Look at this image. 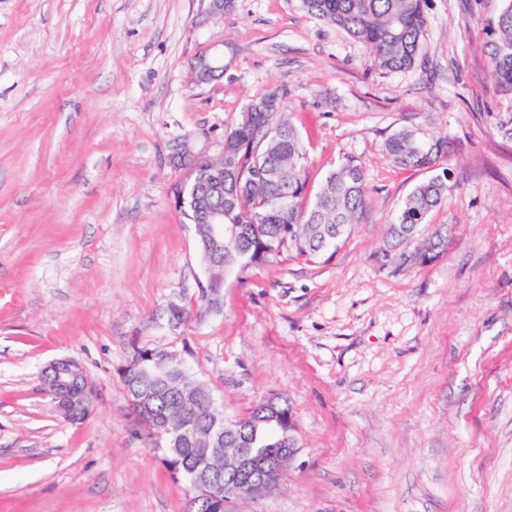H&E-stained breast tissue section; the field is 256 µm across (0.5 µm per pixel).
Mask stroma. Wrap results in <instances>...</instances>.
Instances as JSON below:
<instances>
[{
    "instance_id": "35a3bbf8",
    "label": "stroma",
    "mask_w": 512,
    "mask_h": 512,
    "mask_svg": "<svg viewBox=\"0 0 512 512\" xmlns=\"http://www.w3.org/2000/svg\"><path fill=\"white\" fill-rule=\"evenodd\" d=\"M512 0H427L415 66L389 72L303 0H0V512H185L189 485L138 437L118 370L175 351L225 418L287 401L299 451L234 512H512V91L490 76ZM223 77L196 83L198 55ZM279 91L308 192L359 161L370 211L334 253L206 271L177 212L172 146L220 157L247 104ZM403 127L448 139L453 225L425 267L377 259L428 170L383 149ZM190 317L169 321V307ZM71 357L93 414L58 416L40 376ZM194 79L199 84H205L224 75V55L201 54L192 64Z\"/></svg>"
}]
</instances>
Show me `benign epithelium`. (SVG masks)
I'll return each mask as SVG.
<instances>
[{
	"label": "benign epithelium",
	"instance_id": "7a95c632",
	"mask_svg": "<svg viewBox=\"0 0 512 512\" xmlns=\"http://www.w3.org/2000/svg\"><path fill=\"white\" fill-rule=\"evenodd\" d=\"M194 79L208 83L224 75V57L201 54L192 64ZM170 164L178 169L206 176L193 182L186 181L173 197L178 212L190 209L201 195L224 196V171L216 170L213 160L206 158L185 143L178 144L169 155ZM197 243L206 262L224 259V240L238 238V226L224 223V205L206 210L202 223L195 225ZM120 377L128 392L130 416L136 431L149 441L165 442L170 452L178 444L189 441L196 454L207 463V468L190 477L191 493L186 512H194L202 501L219 503L225 496L257 497L277 488L288 474V467L298 453L297 439L288 441V447L279 454L267 456L258 448H238L233 459L232 473L245 479L235 483L224 482V467L211 462L224 461V416L215 406L210 392H200L185 386L181 398L190 414H202L205 422L192 419L179 428L170 426L167 417L156 412L157 404L170 396L168 384L173 378L189 377L185 360L175 364L170 354L158 351H134L131 359L120 369ZM52 397L57 413L69 423H79L92 413L93 388L82 366L72 358H60L49 363L41 373Z\"/></svg>",
	"mask_w": 512,
	"mask_h": 512
}]
</instances>
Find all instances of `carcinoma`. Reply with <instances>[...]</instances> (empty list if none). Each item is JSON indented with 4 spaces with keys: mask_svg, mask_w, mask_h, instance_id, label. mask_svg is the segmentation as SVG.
<instances>
[{
    "mask_svg": "<svg viewBox=\"0 0 512 512\" xmlns=\"http://www.w3.org/2000/svg\"><path fill=\"white\" fill-rule=\"evenodd\" d=\"M303 2L311 13L369 47L375 67L397 72L414 66L426 24L425 0ZM494 29L497 40L490 54V74L501 88L511 90L512 2L499 14ZM245 111L249 116L240 117L224 133V181L230 184L232 177L242 176V185L247 187L245 193L236 197L224 192V211L242 226L241 236L230 249L243 254L238 263L220 270L224 279L236 271L268 262L285 248L304 259L318 257L322 239L317 229L342 226L344 232L336 238L339 243L365 218L369 209L365 172L360 163L349 158L327 173L320 188L322 194L307 201L304 143L287 114L278 103L260 111L249 105ZM271 126L278 128V137L267 152L251 151L256 133ZM384 147L395 164L410 169L432 168L448 153V143L439 139L428 148L411 149L403 130L390 134ZM262 165L276 171L278 179L268 184L251 183L254 171ZM446 190L447 185L439 176L421 182L412 190L396 218L400 228L389 230L390 240L380 252V260H385L389 251L400 256L406 252L419 226L427 223L430 213L441 204ZM275 197L287 198L288 208L275 206ZM452 232L453 225H440L427 245L413 251L417 259L411 264L426 266L435 261L446 250ZM277 411L283 417L281 427L271 433L263 425L255 434L250 428L228 432L224 434V447L261 448L267 454L287 447L288 435H297V431L288 430L291 408L285 401L278 404ZM176 468L187 477L191 471L201 468L193 444L181 445Z\"/></svg>",
    "mask_w": 512,
    "mask_h": 512,
    "instance_id": "carcinoma-1",
    "label": "carcinoma"
}]
</instances>
